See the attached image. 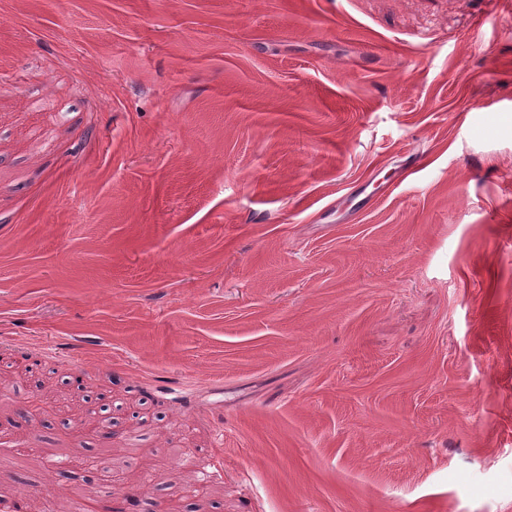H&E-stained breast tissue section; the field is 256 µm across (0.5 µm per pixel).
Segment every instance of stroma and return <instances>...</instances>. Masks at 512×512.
Listing matches in <instances>:
<instances>
[{
  "mask_svg": "<svg viewBox=\"0 0 512 512\" xmlns=\"http://www.w3.org/2000/svg\"><path fill=\"white\" fill-rule=\"evenodd\" d=\"M1 454L0 512H512V0H0ZM112 498V484L109 481H100L90 498H78L72 502V512H96L98 505Z\"/></svg>",
  "mask_w": 512,
  "mask_h": 512,
  "instance_id": "obj_1",
  "label": "stroma"
}]
</instances>
